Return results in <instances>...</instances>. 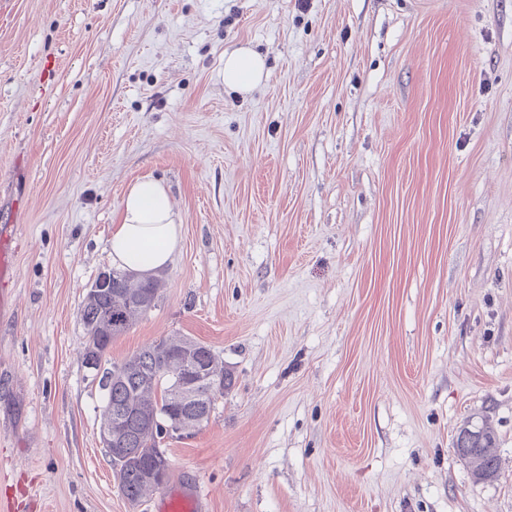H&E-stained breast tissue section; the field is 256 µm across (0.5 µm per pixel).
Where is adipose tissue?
<instances>
[{"label":"adipose tissue","mask_w":512,"mask_h":512,"mask_svg":"<svg viewBox=\"0 0 512 512\" xmlns=\"http://www.w3.org/2000/svg\"><path fill=\"white\" fill-rule=\"evenodd\" d=\"M265 76L262 56L242 47L224 56V87L246 93ZM181 241V218L174 211L166 185L151 178L129 185L122 198L121 222L114 225L109 254L119 268L147 273L167 266Z\"/></svg>","instance_id":"1"}]
</instances>
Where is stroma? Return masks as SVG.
Instances as JSON below:
<instances>
[{
  "label": "stroma",
  "instance_id": "35a3bbf8",
  "mask_svg": "<svg viewBox=\"0 0 512 512\" xmlns=\"http://www.w3.org/2000/svg\"><path fill=\"white\" fill-rule=\"evenodd\" d=\"M262 83L224 88V55ZM182 241L109 351L235 375L168 441L208 512H512V0H0V500L130 507L82 359L128 184ZM489 416L478 482L453 447ZM264 58L250 48H238L224 55V88L247 93L265 77ZM480 448L479 451L471 458V462L468 459H465L467 457V450L469 448H459V451L461 455L464 457L463 459L467 462V464L470 467V464H474L477 462L476 467H492L497 473L498 469H500V460L498 456L495 454L492 449L489 448H496V436L492 431H486L485 436L480 443L478 447Z\"/></svg>",
  "mask_w": 512,
  "mask_h": 512
}]
</instances>
